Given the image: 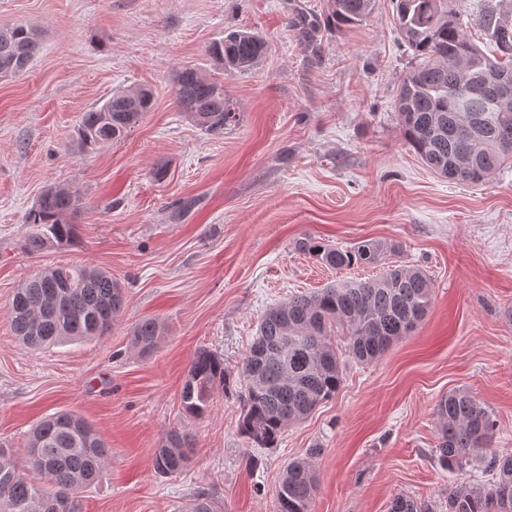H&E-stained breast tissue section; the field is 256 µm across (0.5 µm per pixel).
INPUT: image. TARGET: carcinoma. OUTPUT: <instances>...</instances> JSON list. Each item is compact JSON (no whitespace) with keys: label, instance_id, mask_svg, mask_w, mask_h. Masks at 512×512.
I'll return each instance as SVG.
<instances>
[{"label":"carcinoma","instance_id":"obj_1","mask_svg":"<svg viewBox=\"0 0 512 512\" xmlns=\"http://www.w3.org/2000/svg\"><path fill=\"white\" fill-rule=\"evenodd\" d=\"M374 0H332L329 23L341 28L362 22ZM395 24L419 63L402 81L397 111L407 143L433 172L450 181L479 183L512 166V103L500 106L491 74L512 80V23L484 11L479 26L488 39L485 52L468 37L460 16L448 0H395ZM40 48L39 33L26 24L0 29V74L23 73ZM268 42L245 30H230L207 47L211 61L232 72L258 66ZM465 80L469 92L458 97L453 88ZM151 89L137 87L112 94L101 106L81 116L76 135L83 150L121 140L153 106ZM176 100L202 130L222 134L237 122L235 103L224 88L197 69L185 67L176 76ZM79 198L64 187H49L29 210L32 231L27 250L68 247L76 236L69 216ZM301 248L336 270L352 266L380 267L368 280L336 283L268 309L257 336L239 369L243 407L239 433L248 443L271 448L285 428L306 419L332 399L342 383L340 355L361 363L378 358L409 335L425 318L432 289L425 271L386 263L395 246L366 239L339 248L315 241ZM123 305L122 290L112 276L87 266H56L26 278L11 305V328L29 349L68 341L103 337ZM161 325L154 318L139 322L132 336L141 353L156 348ZM342 337L344 351L334 344ZM224 359L197 351L181 391L184 411L203 416L214 391L229 387ZM434 414L440 427L438 460L450 471L469 462L472 451L492 441L496 421L467 390L448 392ZM190 440L170 430L153 461L162 475L182 470L189 460ZM26 464L0 443V512H52L55 497L71 496V512H82L80 492L106 468L110 449L99 432L82 417L57 412L30 431ZM491 473L487 486H465L448 493V512H512V455L485 458ZM317 490L313 465L293 460L276 486L275 512H310ZM390 512H427V507L396 497Z\"/></svg>","mask_w":512,"mask_h":512}]
</instances>
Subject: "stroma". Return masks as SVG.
Wrapping results in <instances>:
<instances>
[{"mask_svg":"<svg viewBox=\"0 0 512 512\" xmlns=\"http://www.w3.org/2000/svg\"><path fill=\"white\" fill-rule=\"evenodd\" d=\"M468 36L486 38V8L512 20V0H452ZM331 0H0V28L26 24L41 46L26 71L0 76V442L17 460L42 417L80 414L111 450L83 512H177L198 491L219 512H274L285 466L309 460L311 512H389L406 496L448 512V494L488 482L479 460L438 462L436 401L472 392L497 421L493 448L512 453V167L479 184L433 174L406 142L396 91L416 66L393 0L360 24L302 37L297 13L325 20ZM261 35L258 67L229 73L206 49L225 31ZM222 86L239 120L216 135L176 103L175 74ZM150 87V112L122 140L75 146L83 112L114 91ZM165 166L155 179L152 171ZM75 191L72 246L32 254L25 218L48 187ZM191 209H179L183 200ZM397 244L396 264L424 270L429 311L374 362L343 358L336 396L288 426L276 447L238 431L236 390H216L203 416L181 389L195 352L221 356L237 378L264 312L289 297L375 276L325 267L303 240ZM87 265L119 281L124 306L101 338L23 346L10 328L21 281L47 267ZM163 334L131 345L143 319ZM193 440L186 467L155 472L171 429ZM161 329L158 320L154 318L143 319L133 330V347L141 353H149L156 348L161 336Z\"/></svg>","mask_w":512,"mask_h":512,"instance_id":"obj_1","label":"stroma"}]
</instances>
